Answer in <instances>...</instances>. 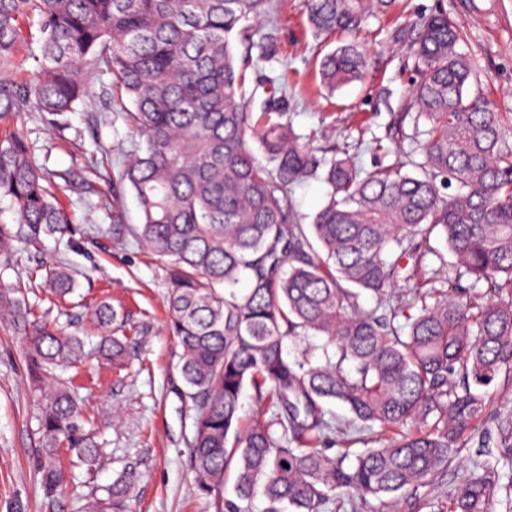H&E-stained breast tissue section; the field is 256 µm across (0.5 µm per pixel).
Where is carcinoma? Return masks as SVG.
Segmentation results:
<instances>
[{
	"mask_svg": "<svg viewBox=\"0 0 512 512\" xmlns=\"http://www.w3.org/2000/svg\"><path fill=\"white\" fill-rule=\"evenodd\" d=\"M317 38L355 34L365 0H304ZM271 0H0V123L56 117L85 101L104 74L133 105L125 112L138 143L112 180V241L132 236L168 268V326L181 353V396L192 411L188 460L211 512H322L345 496L382 505L448 467L488 403V388L512 372V141L502 113L469 91L472 68L457 50L463 32L447 11L391 32L413 57L418 78L393 132L374 150L415 144L407 163L366 172L347 152L317 156L288 117V75L260 84L262 112L244 100L245 64L233 44L254 46L252 23ZM30 34V78L20 81L19 21ZM276 26L261 37L273 54ZM368 63L352 42L319 63L332 91L359 81ZM412 124L406 133L405 123ZM411 170H404L405 166ZM328 186L325 204L303 223L293 190L310 178ZM456 181L460 191L445 194ZM19 132L0 136V197L18 228L0 224V256L24 237L75 232ZM134 192L140 223H122L119 198ZM440 231L470 293L448 297L447 279L425 264ZM49 285L64 297L71 274ZM485 281L490 299L476 289ZM403 286L397 305L392 290ZM376 308L363 306V294ZM0 309L22 336L31 369L50 378L40 418L45 488L61 483L65 442L92 467L102 449L79 428L72 380L85 343L30 317L25 300L0 292ZM107 301L90 322L106 333L101 352L123 364L129 337ZM289 336H323L321 353L290 356ZM255 409L244 411L245 388ZM344 404L361 424L391 436L354 454L320 447L336 426L324 404ZM512 454V416L498 421ZM131 482L118 481L89 512H125ZM505 492L497 464L477 461L439 512H495Z\"/></svg>",
	"mask_w": 512,
	"mask_h": 512,
	"instance_id": "cac0c4a2",
	"label": "carcinoma"
}]
</instances>
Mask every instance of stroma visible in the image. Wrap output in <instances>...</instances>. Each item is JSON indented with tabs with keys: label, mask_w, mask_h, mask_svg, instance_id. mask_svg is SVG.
I'll use <instances>...</instances> for the list:
<instances>
[{
	"label": "stroma",
	"mask_w": 512,
	"mask_h": 512,
	"mask_svg": "<svg viewBox=\"0 0 512 512\" xmlns=\"http://www.w3.org/2000/svg\"><path fill=\"white\" fill-rule=\"evenodd\" d=\"M278 8V53L247 71L246 97L259 112L256 88L264 76H288V110L296 131L318 149L353 148L366 171L397 162L368 144L384 135L395 113L406 103L415 78L412 61L392 41L400 24L444 9L462 27L466 39L459 49L474 64L469 90L483 94L505 117H512V0H397L387 14L367 15L358 42L369 58L364 80L335 92L320 83L322 50L344 43L343 35L319 45L306 30L303 0H273ZM100 84H93L84 107L59 116L50 126L38 119L22 132L57 199L73 214L74 237L16 241L11 258L0 259V291L25 299L33 314L95 347L100 333L87 320L100 301L120 310L125 332L134 347L122 369L89 355L79 368L78 394L84 403V431L103 448L99 465H73L72 455L59 449L64 485L46 492L36 467L40 393L29 372L24 342L8 320L0 318V512H86L90 498L105 497L120 479L132 482L127 512H209L196 490L187 465L192 419L175 365L179 347L167 328V284L164 264L135 240L112 243L111 183L97 179L89 160L109 151L113 170H120L132 147L124 113L131 103L113 90L112 110L101 125L91 117L100 106ZM62 266L76 282L74 293L60 301L45 283L49 267ZM483 450L470 440L448 468L415 493L403 496L393 512H433Z\"/></svg>",
	"instance_id": "obj_1"
}]
</instances>
